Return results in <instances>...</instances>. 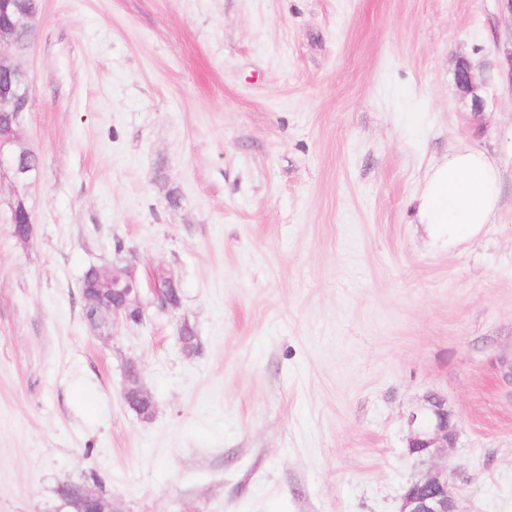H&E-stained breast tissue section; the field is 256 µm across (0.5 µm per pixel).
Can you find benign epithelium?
<instances>
[{
    "label": "benign epithelium",
    "mask_w": 512,
    "mask_h": 512,
    "mask_svg": "<svg viewBox=\"0 0 512 512\" xmlns=\"http://www.w3.org/2000/svg\"><path fill=\"white\" fill-rule=\"evenodd\" d=\"M35 17L21 11L11 26L0 28V69L16 75L15 80L0 82V111L15 113L17 124H22L29 104V89L26 83L27 73L21 67L11 63L6 52L16 47L13 31L27 27ZM457 83L465 95H472L478 101L475 91L478 88L477 73L469 62L459 65ZM19 132L14 130L0 132V178H8L14 187L24 186L29 181L32 167L18 150ZM8 223L15 228L13 236L21 243H27L32 236V215L22 201V194L14 192L7 202ZM150 304L160 311L169 312L178 309L181 302L167 298L166 291L174 290L178 284L164 269H157L153 276ZM102 286L112 289V302L102 322L93 328L100 336L111 334L115 322L140 323L144 318L143 285L136 273L126 268L120 271H106ZM123 399L126 405L137 408V415L149 420L155 413L152 394L143 383L142 369L138 361L129 359L124 365ZM410 436L408 452L415 456L420 464L431 462L443 448L452 446L458 430L448 413L445 402L435 395L427 398L426 404L411 411L408 415ZM83 497L90 503V512H111L107 502L92 485L81 486ZM399 512H457L455 498L448 490V474L441 469H428L424 474L412 480L401 496Z\"/></svg>",
    "instance_id": "obj_1"
}]
</instances>
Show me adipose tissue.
Listing matches in <instances>:
<instances>
[{
  "label": "adipose tissue",
  "instance_id": "1",
  "mask_svg": "<svg viewBox=\"0 0 512 512\" xmlns=\"http://www.w3.org/2000/svg\"><path fill=\"white\" fill-rule=\"evenodd\" d=\"M500 174L483 151L462 147L432 167L418 197L417 212L434 239L457 245L492 223L499 205Z\"/></svg>",
  "mask_w": 512,
  "mask_h": 512
}]
</instances>
